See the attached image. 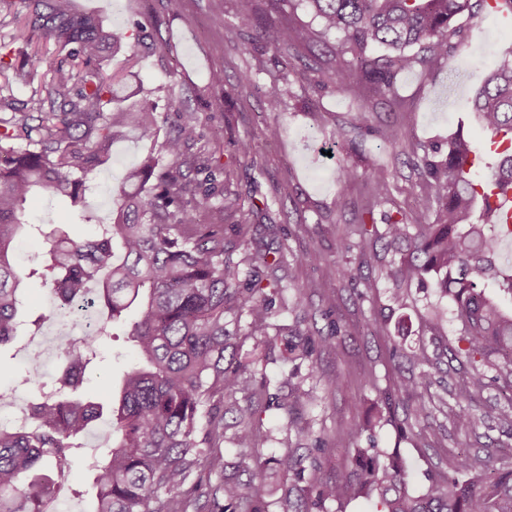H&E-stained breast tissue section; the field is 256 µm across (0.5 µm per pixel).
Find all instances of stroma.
Masks as SVG:
<instances>
[{"mask_svg": "<svg viewBox=\"0 0 512 512\" xmlns=\"http://www.w3.org/2000/svg\"><path fill=\"white\" fill-rule=\"evenodd\" d=\"M72 6L128 33L127 44L117 54L104 57L105 69H115L132 51H141L140 66L126 78V100L158 102L164 117L159 138L177 128L186 112L199 116L201 137L180 163L189 167L198 154L222 164L225 174L216 192L238 200L222 217L225 244L239 256L248 249L283 255L284 262L275 274L283 283L306 288L308 297L298 314L305 316L311 330L328 329L321 315L325 293L332 296L335 316L349 326V335L332 338L291 380L299 424L309 426L313 436L327 444L321 456L323 478L333 481L354 471L355 452L345 429L356 422L373 423L379 447L408 460V486L418 494L428 490L431 473H453L455 459L462 453L512 465V438L503 434L495 417L502 400L495 369H487L491 383L481 399L468 407L472 424L459 427L453 423L459 406L452 388L465 368L450 353L461 329L450 298L431 288H415L404 310L390 302L383 290L375 300L361 299L339 274L346 256L337 248L344 225L360 223L365 215H372L378 225L400 215L414 220L418 174L406 165L405 158L415 144L444 142L459 133L485 144L488 135L471 117L470 102L482 87L494 54L512 45V26L503 25L496 13L486 10L474 18L459 19L460 31L451 39L453 49L439 69L417 67L401 74L392 94L368 86L337 92L316 89L303 79L302 66L307 63L317 68L334 60L342 34L330 33L317 42L277 51L266 43L261 28L241 31L234 26L238 12L255 7L265 18L283 14L312 22L305 0H278L273 6L268 0H182L175 14L168 11L166 0H72ZM221 7L226 10L222 26L213 19ZM140 24L145 27L141 45L134 38ZM214 70L223 71V87H210L209 75ZM247 72L252 73V82L243 81ZM284 77L289 80V93L280 112H268L266 92ZM363 100L369 103L363 123L378 128L379 133L353 141L347 131ZM271 124L279 129L273 140L266 136ZM242 139L251 141L254 161L236 157L235 145ZM145 150L134 136L106 149L105 164L88 177L92 190L86 202L98 219L111 220L114 191ZM342 165L356 169L357 179L339 184L336 170ZM375 169L388 179L391 199L371 211L367 208L371 194L367 176ZM27 219L38 229L17 243L15 262L22 271L46 251L52 229L64 227L76 240L87 238L92 230L68 205L44 192L29 199ZM267 224L280 225L279 234L264 233ZM315 224L322 225V235L312 234ZM240 226L248 228L247 237L238 236ZM313 249L321 250L323 261L300 263L299 255ZM433 304L444 312L440 335L423 336L415 331L398 336L395 325L401 315L418 318ZM375 305L383 309V324L364 326ZM295 315L280 310L272 321L288 325ZM397 341L407 349L424 347L433 374L425 395L428 417L410 439L400 438L395 423L376 421L377 410L388 406L379 391L387 387L394 372L390 355ZM38 342V337L22 331L0 345V392L28 402L34 399L35 386L23 384L22 379L29 373L24 358ZM132 358L127 337L121 330L109 329L89 372L86 397L109 404ZM368 369L375 372L377 386L366 382ZM333 373L343 374L347 383L329 391L323 381ZM388 407L401 420L408 404L398 398ZM224 422V475L233 480L248 481L274 453L304 445L298 431L286 430L285 415L276 408L263 410L258 424L261 437L254 448L236 447L232 416H225Z\"/></svg>", "mask_w": 512, "mask_h": 512, "instance_id": "obj_1", "label": "stroma"}]
</instances>
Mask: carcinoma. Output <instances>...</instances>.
Returning <instances> with one entry per match:
<instances>
[{
    "mask_svg": "<svg viewBox=\"0 0 512 512\" xmlns=\"http://www.w3.org/2000/svg\"><path fill=\"white\" fill-rule=\"evenodd\" d=\"M319 20V34L341 31L339 53L351 55L347 65L316 70L314 86L345 90L370 84L395 93L397 76L417 66L436 70L448 56V34L462 16L490 6V0H304ZM12 40L38 38L53 42L56 66L43 70L40 48L16 66L12 49L0 42V79L10 83L19 74L41 83L38 116L22 114L0 126V345L9 342L22 320L25 280L36 277L49 286L53 316L72 329L82 318L76 303L89 296L108 313L98 329L61 346L63 364L55 387L39 391L30 405V425L0 428V512H45L43 490L50 477L68 491L67 476L82 449L89 425L103 417L112 426V448L89 470L95 497L88 512H240L245 503L269 495L264 478L246 483L224 478V416L239 413L234 441L239 448L255 447L256 411L238 405L236 395L262 396L268 405L285 411L294 425L293 405L270 392V382L254 388L247 366L235 360L234 339L241 318L256 347L269 344L268 329L275 303L288 309L302 306L306 293L294 289L287 303L286 287L261 269H272L263 254L244 253L236 259L224 247V200L215 196L221 168L209 158L199 160L195 181L177 161L200 137L197 117L188 113L177 132L166 138L161 151L149 148L117 190L118 215L109 224L87 212L86 179L102 162L107 146L134 133L146 143L155 140L160 113L154 104L118 107L125 78L103 72L100 61L110 47L121 48L125 35L106 28L94 16L73 10L71 0H23ZM316 32L306 24L283 19L269 25L267 43L277 50L310 43ZM416 52H411L413 47ZM288 95V82L267 91L266 106L278 112ZM475 118L490 135H508L509 145L495 147L499 162L491 178L477 181L471 168L480 149L455 135L447 150L437 142L418 145L416 156L423 206L413 224L394 218L376 225L349 224L338 238L349 252L373 236L388 250L405 242L408 254L381 268V277L394 285L392 299L406 301V287L433 286L456 306L461 323V346L454 356L470 366L455 383V397L469 402L488 382L483 367L499 361V379L508 391L497 408L501 427L512 432V308L504 309L498 288L512 295V275L497 263L498 224L489 187L512 183V46L489 65L474 99ZM170 163H163V156ZM372 206L389 201L390 184L371 171ZM69 199L82 220L94 226L86 239L76 241L64 230L52 234V244L37 266L15 269L17 237L34 229L22 221V208L35 189ZM130 311L136 320L128 332L139 361L123 376L112 402L103 406L80 396L85 374L97 356L100 337L110 323ZM440 315L433 309L420 318L421 334L439 331ZM286 361L311 360L327 341L296 325L287 329ZM392 356L418 373L397 371L389 391L415 402L413 416H427L422 392L430 386L424 349L407 352L393 347ZM350 440L367 447L355 449L356 470L332 482L322 479L320 465L301 464L294 450L272 456L269 463L292 475V489L280 501L282 512H324L328 501L363 497L377 512H512V467L490 461L457 460L466 480L443 477L426 494L407 486L405 461L383 452L368 428L346 429Z\"/></svg>",
    "mask_w": 512,
    "mask_h": 512,
    "instance_id": "carcinoma-1",
    "label": "carcinoma"
}]
</instances>
